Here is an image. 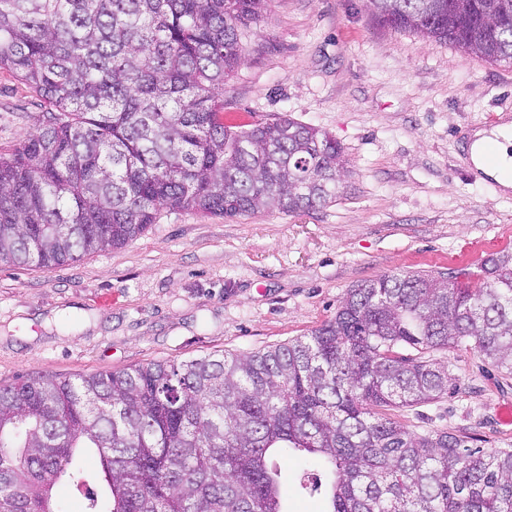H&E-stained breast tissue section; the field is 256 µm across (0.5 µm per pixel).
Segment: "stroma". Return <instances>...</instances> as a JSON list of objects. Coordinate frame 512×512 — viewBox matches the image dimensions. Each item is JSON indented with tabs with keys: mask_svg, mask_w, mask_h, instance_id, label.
Returning <instances> with one entry per match:
<instances>
[{
	"mask_svg": "<svg viewBox=\"0 0 512 512\" xmlns=\"http://www.w3.org/2000/svg\"><path fill=\"white\" fill-rule=\"evenodd\" d=\"M42 106L0 70V149ZM512 114V63L377 24L366 0H271L224 85L227 122L287 116L336 138L348 176L336 201L227 220L162 212L123 247L63 267L0 263V383L263 351L331 318L347 290L384 274L466 271L512 249V193L466 178L455 136ZM447 397L393 410L411 432L451 430L512 449V376L473 350L439 352ZM286 512H324L302 490L307 459L277 456Z\"/></svg>",
	"mask_w": 512,
	"mask_h": 512,
	"instance_id": "stroma-1",
	"label": "stroma"
}]
</instances>
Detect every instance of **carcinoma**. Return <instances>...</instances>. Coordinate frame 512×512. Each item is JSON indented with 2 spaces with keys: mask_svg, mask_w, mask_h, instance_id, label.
Returning a JSON list of instances; mask_svg holds the SVG:
<instances>
[{
  "mask_svg": "<svg viewBox=\"0 0 512 512\" xmlns=\"http://www.w3.org/2000/svg\"><path fill=\"white\" fill-rule=\"evenodd\" d=\"M271 0H0V69L42 101L0 152V261L49 268L121 247L162 210L297 213L341 193L328 133L224 122V81ZM394 30L512 62V0H367ZM512 375V251L480 281L385 274L263 352L0 385V512H285V451L319 458L326 512H512V450L416 434L389 410L448 395L440 350ZM93 454L99 469L88 471Z\"/></svg>",
  "mask_w": 512,
  "mask_h": 512,
  "instance_id": "1",
  "label": "carcinoma"
}]
</instances>
